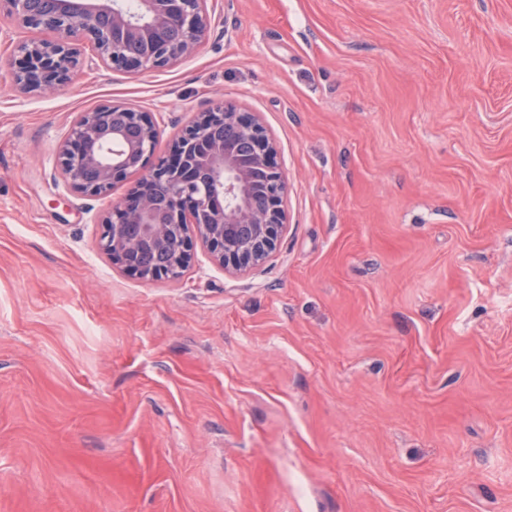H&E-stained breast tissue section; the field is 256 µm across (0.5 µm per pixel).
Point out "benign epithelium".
<instances>
[{
    "label": "benign epithelium",
    "instance_id": "1",
    "mask_svg": "<svg viewBox=\"0 0 512 512\" xmlns=\"http://www.w3.org/2000/svg\"><path fill=\"white\" fill-rule=\"evenodd\" d=\"M0 1L22 25H42L29 0ZM56 6L57 40L17 46L23 67L15 81L24 90L51 91L69 82L84 41L107 67L148 70L192 54L210 28L208 0H139L135 14L125 0H56ZM100 14L110 15V26L95 25ZM171 25L183 31L177 43L163 37ZM149 40L154 45L147 54L127 52L128 43ZM116 109L139 126L137 138H127L123 126L115 124ZM223 125L252 140L250 154L243 156L232 142L210 137L213 128ZM158 133L151 115L132 106L79 113L59 148L63 187L90 196L108 193L144 167ZM257 172L265 174L259 191ZM285 192L277 147L258 116L218 102L183 130L170 157L141 180L134 194L113 205L102 221L99 246L133 276L175 281L191 261L193 239L182 230L191 224L218 266L227 273L242 271L264 262L276 249L286 224ZM158 193L171 202L165 211L153 203ZM143 246L166 248L169 265L140 266Z\"/></svg>",
    "mask_w": 512,
    "mask_h": 512
}]
</instances>
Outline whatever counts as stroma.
<instances>
[{"label": "stroma", "mask_w": 512, "mask_h": 512, "mask_svg": "<svg viewBox=\"0 0 512 512\" xmlns=\"http://www.w3.org/2000/svg\"><path fill=\"white\" fill-rule=\"evenodd\" d=\"M193 55L128 72L0 14V512H512V0H211ZM258 115L288 224L177 282L98 247L63 189L78 113L132 105L151 164L216 95Z\"/></svg>", "instance_id": "obj_1"}]
</instances>
